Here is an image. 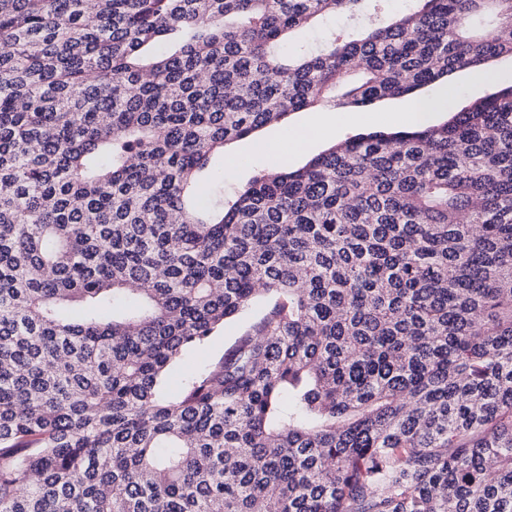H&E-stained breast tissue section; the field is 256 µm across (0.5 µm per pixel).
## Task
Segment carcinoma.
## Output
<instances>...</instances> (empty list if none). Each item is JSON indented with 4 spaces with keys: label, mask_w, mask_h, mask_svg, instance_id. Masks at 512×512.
<instances>
[{
    "label": "carcinoma",
    "mask_w": 512,
    "mask_h": 512,
    "mask_svg": "<svg viewBox=\"0 0 512 512\" xmlns=\"http://www.w3.org/2000/svg\"><path fill=\"white\" fill-rule=\"evenodd\" d=\"M385 2L0 0V512H512V85L212 171L512 57V0ZM347 25L359 28L355 20H349L344 16H331L328 17L321 23V25L315 30H303L298 34V41L303 44L311 45L316 47L320 45L325 39L326 35L334 29H342ZM410 102L411 99L406 97L377 102L365 111L368 112V122L363 126L352 125L349 119L350 109L338 107L331 109L330 112L332 113L325 122L322 135L301 154L275 156L266 148L259 147L258 145L261 142L278 143L283 141L292 127L313 121L320 115L318 112L321 111L319 109H309L291 113L286 123L268 126L257 135L240 140L232 145L230 150L239 155L241 162L239 164L237 157L234 155L224 156V187L231 190L233 187L244 184L258 170L272 167L278 163H288L289 167L299 168L328 146L360 132L372 129L402 130L408 128L409 124L405 122L404 114ZM264 307V302L255 303L241 320L231 321L224 327V333L218 336L208 346L193 350L184 355L178 363L169 371L162 383V390L167 394L177 393L186 377L192 371H195L224 351V345L228 344L239 332L241 326L251 320Z\"/></svg>",
    "instance_id": "obj_1"
}]
</instances>
